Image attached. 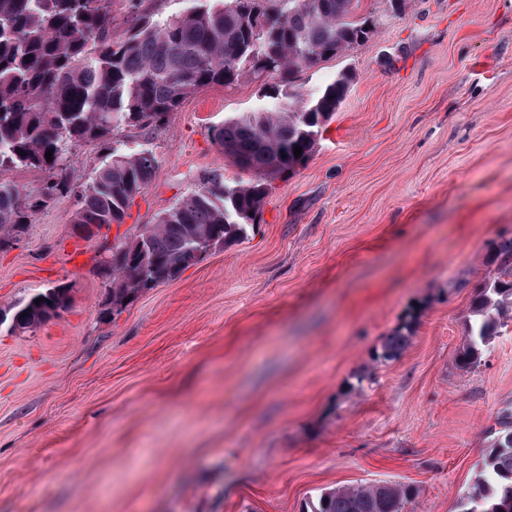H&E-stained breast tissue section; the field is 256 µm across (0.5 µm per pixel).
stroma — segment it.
<instances>
[{
  "label": "stroma",
  "mask_w": 512,
  "mask_h": 512,
  "mask_svg": "<svg viewBox=\"0 0 512 512\" xmlns=\"http://www.w3.org/2000/svg\"><path fill=\"white\" fill-rule=\"evenodd\" d=\"M371 38L295 74L351 72L308 162L244 239L103 315L117 241L199 187L248 181L216 141L263 79L189 94L124 131L154 177L123 223L76 230L57 197L0 251V307L60 284L70 305L0 329V512H303L395 482L405 512H454L512 407V324L465 371L473 299L512 239V0H359ZM413 334L381 359L388 336Z\"/></svg>",
  "instance_id": "1"
}]
</instances>
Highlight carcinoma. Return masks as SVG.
Instances as JSON below:
<instances>
[{"mask_svg": "<svg viewBox=\"0 0 512 512\" xmlns=\"http://www.w3.org/2000/svg\"><path fill=\"white\" fill-rule=\"evenodd\" d=\"M115 0H0V250L19 241L31 214L62 195L77 198L73 224L87 234L121 224L157 166L153 152L125 153L126 129L164 125L183 99L211 84L230 86L245 74L277 75L262 89L267 104L224 119L216 137L224 153L255 178L233 185L205 173L200 187L131 242L109 248L108 307L118 312L147 289L173 280L212 250L257 223L271 180L287 178L314 152L324 123L344 101L353 74L344 71L314 93L290 77L366 42L376 23L353 19L358 0H189L164 15L146 0H123L128 28L113 37ZM94 143L102 164L89 181L71 175L72 148ZM303 149L294 156V147ZM52 151V159L45 153ZM47 174L25 191L5 178L15 169ZM501 264L475 297L457 361L478 365L483 348L512 320V240ZM42 298L40 303L35 299ZM70 289L58 285L3 310L8 330L32 331L67 309ZM409 342L401 330L381 357L396 358ZM478 480L455 512H512V411H501ZM413 491L367 484L320 493L307 512H404Z\"/></svg>", "mask_w": 512, "mask_h": 512, "instance_id": "1", "label": "carcinoma"}]
</instances>
